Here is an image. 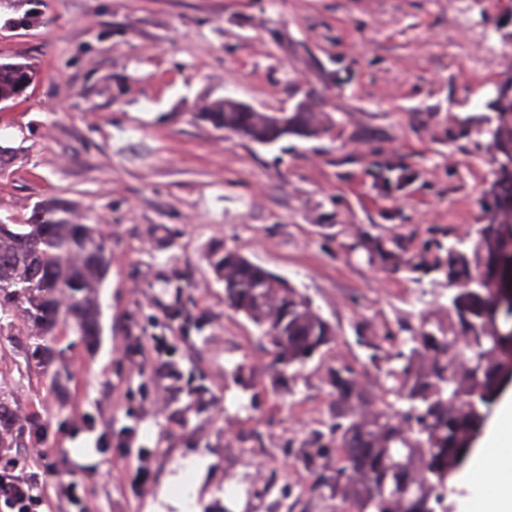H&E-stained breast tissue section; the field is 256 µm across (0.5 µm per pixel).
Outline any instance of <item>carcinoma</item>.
I'll return each instance as SVG.
<instances>
[{
  "mask_svg": "<svg viewBox=\"0 0 512 512\" xmlns=\"http://www.w3.org/2000/svg\"><path fill=\"white\" fill-rule=\"evenodd\" d=\"M37 78L22 63H0V103L18 99ZM202 120L217 129L261 145L287 136L313 138L326 131L324 113L310 106L288 113V127L278 129L274 114L207 108ZM485 123L501 157L512 158V75L495 88V116ZM384 187L401 191L412 180L405 165L384 163ZM494 188L502 191L489 214L491 223L475 230L472 246L455 236L448 242L425 241L406 258L395 237L362 232L360 245L369 258L393 270L427 274L443 271L461 285L450 298L448 324L424 318L416 326L399 325L401 336H387L390 349L358 337L370 350V364L392 384L393 400L373 404L360 381L361 371L338 364L326 371L334 397L330 423L311 435L299 460L312 477V489L349 505L348 512H436L455 489L448 476L467 462L470 435L482 427L512 360V329L491 316L499 311V269L512 223V166L493 171ZM207 261L224 283V303L243 314L259 330L270 361L268 376L294 378L334 341L335 327L287 280L253 264L235 249L214 250ZM111 265V251L100 225L87 224L61 202L37 208L24 224L0 223V333L24 337L26 355L46 356L52 387L62 395L70 373L54 336L74 332L88 346L102 335L100 290ZM480 271L466 276L469 267ZM475 358L470 369L457 357ZM37 412H28L0 393V450L26 448ZM338 455L329 466V449Z\"/></svg>",
  "mask_w": 512,
  "mask_h": 512,
  "instance_id": "carcinoma-1",
  "label": "carcinoma"
}]
</instances>
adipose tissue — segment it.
I'll return each mask as SVG.
<instances>
[{
	"label": "adipose tissue",
	"instance_id": "obj_1",
	"mask_svg": "<svg viewBox=\"0 0 512 512\" xmlns=\"http://www.w3.org/2000/svg\"><path fill=\"white\" fill-rule=\"evenodd\" d=\"M460 482L463 512H512V395L504 396Z\"/></svg>",
	"mask_w": 512,
	"mask_h": 512
}]
</instances>
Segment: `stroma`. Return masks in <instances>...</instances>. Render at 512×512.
Listing matches in <instances>:
<instances>
[{
  "label": "stroma",
  "instance_id": "stroma-1",
  "mask_svg": "<svg viewBox=\"0 0 512 512\" xmlns=\"http://www.w3.org/2000/svg\"><path fill=\"white\" fill-rule=\"evenodd\" d=\"M509 45L512 0H0V62L39 71L0 104V222L67 201L112 252L98 345L57 342L65 397L0 335V390L38 409L55 482L83 484L87 512H179L162 491L201 463V512H336L291 453L330 420L327 368L367 366L358 337L448 318L441 273L369 262L356 238L484 223L483 118ZM306 91L331 120L316 138L266 147L198 118L227 97L288 111ZM388 159L416 173L391 194L377 167ZM219 248L287 279L335 326L294 379L270 383L256 327L225 305L206 260ZM155 337L186 382L163 415L133 352ZM123 428L130 450H97ZM139 450L151 454L140 490Z\"/></svg>",
  "mask_w": 512,
  "mask_h": 512
}]
</instances>
